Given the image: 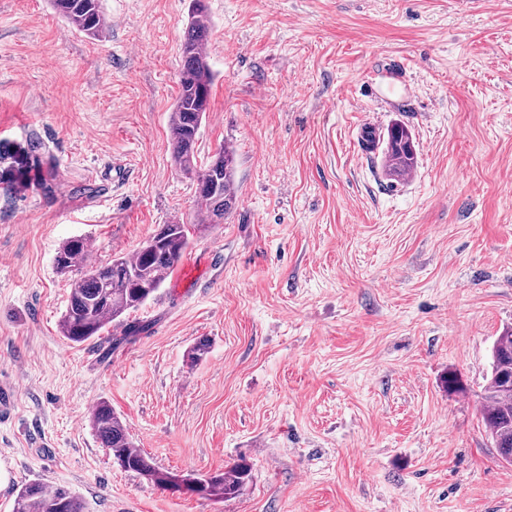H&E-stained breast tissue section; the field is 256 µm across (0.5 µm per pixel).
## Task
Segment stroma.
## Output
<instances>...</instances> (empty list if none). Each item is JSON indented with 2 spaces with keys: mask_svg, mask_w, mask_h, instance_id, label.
<instances>
[{
  "mask_svg": "<svg viewBox=\"0 0 512 512\" xmlns=\"http://www.w3.org/2000/svg\"><path fill=\"white\" fill-rule=\"evenodd\" d=\"M206 5L197 155L234 150L236 207L195 234L191 280L75 344L62 242L104 265L195 208L170 145L193 2L103 0L93 40L0 0V512L33 481L87 512H512L479 411L512 326V0ZM369 110L413 132L403 181L361 146ZM101 400L160 470L243 458L251 482L216 502L121 469Z\"/></svg>",
  "mask_w": 512,
  "mask_h": 512,
  "instance_id": "1",
  "label": "stroma"
}]
</instances>
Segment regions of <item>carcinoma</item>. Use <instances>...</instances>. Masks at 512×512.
Masks as SVG:
<instances>
[{
    "label": "carcinoma",
    "mask_w": 512,
    "mask_h": 512,
    "mask_svg": "<svg viewBox=\"0 0 512 512\" xmlns=\"http://www.w3.org/2000/svg\"><path fill=\"white\" fill-rule=\"evenodd\" d=\"M187 24L182 43L179 92L170 116L172 158L180 172L191 176L195 185V212L190 224L174 221L161 225L134 255L112 260L104 266L85 262V242L66 241L54 263L61 274L78 273L72 281L66 310L60 321L62 336L72 343L92 340L128 311L144 306L182 261L194 233L209 224H222L235 207L236 162L232 151L222 147L210 163L197 165L196 145L203 119L210 110L213 75L208 63L210 21L202 0ZM57 16L69 27L91 39L104 34L102 0H51ZM363 150H381L386 174L400 181L417 166V152L411 130L395 122L386 138L371 132L362 137ZM482 421L498 455L512 463V327L497 336L492 348L491 375L482 394ZM90 427L113 460L124 470L135 472L170 490L197 494L218 502L241 494L252 479V465L239 459L195 487L196 478L180 477L160 470L152 458L137 448L126 426L105 400L98 401L89 416ZM13 512H86L83 499L63 487L47 489L30 482L18 490Z\"/></svg>",
    "instance_id": "1"
}]
</instances>
